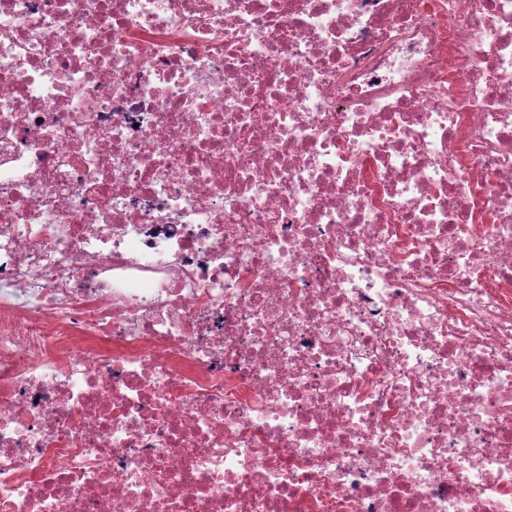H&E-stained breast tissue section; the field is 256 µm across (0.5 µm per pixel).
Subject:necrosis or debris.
I'll use <instances>...</instances> for the list:
<instances>
[{
  "label": "necrosis or debris",
  "mask_w": 512,
  "mask_h": 512,
  "mask_svg": "<svg viewBox=\"0 0 512 512\" xmlns=\"http://www.w3.org/2000/svg\"><path fill=\"white\" fill-rule=\"evenodd\" d=\"M0 512H512V0H0Z\"/></svg>",
  "instance_id": "obj_1"
}]
</instances>
